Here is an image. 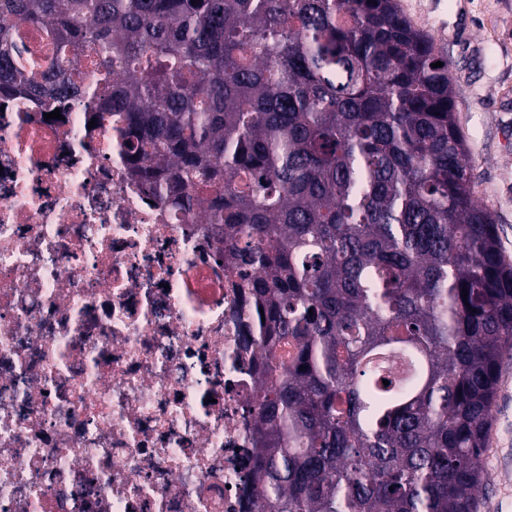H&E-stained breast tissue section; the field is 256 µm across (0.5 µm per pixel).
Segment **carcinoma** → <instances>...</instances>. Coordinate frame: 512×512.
Returning <instances> with one entry per match:
<instances>
[{
  "label": "carcinoma",
  "mask_w": 512,
  "mask_h": 512,
  "mask_svg": "<svg viewBox=\"0 0 512 512\" xmlns=\"http://www.w3.org/2000/svg\"><path fill=\"white\" fill-rule=\"evenodd\" d=\"M2 17L0 87L52 80L117 113L138 174L207 205L247 277L259 512H477L512 265L434 38L397 0H0ZM21 24L96 44L127 83L79 89L61 55L25 67Z\"/></svg>",
  "instance_id": "cac0c4a2"
}]
</instances>
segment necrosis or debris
<instances>
[{"instance_id": "necrosis-or-debris-1", "label": "necrosis or debris", "mask_w": 512, "mask_h": 512, "mask_svg": "<svg viewBox=\"0 0 512 512\" xmlns=\"http://www.w3.org/2000/svg\"><path fill=\"white\" fill-rule=\"evenodd\" d=\"M119 127L0 93V512H257L248 291Z\"/></svg>"}]
</instances>
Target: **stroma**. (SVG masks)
<instances>
[{
  "mask_svg": "<svg viewBox=\"0 0 512 512\" xmlns=\"http://www.w3.org/2000/svg\"><path fill=\"white\" fill-rule=\"evenodd\" d=\"M450 63L474 194L494 215L512 263V0H398ZM478 512H512V357L504 360Z\"/></svg>",
  "mask_w": 512,
  "mask_h": 512,
  "instance_id": "stroma-1",
  "label": "stroma"
}]
</instances>
